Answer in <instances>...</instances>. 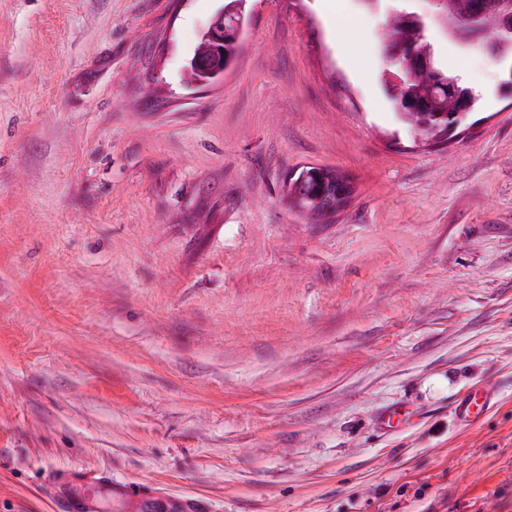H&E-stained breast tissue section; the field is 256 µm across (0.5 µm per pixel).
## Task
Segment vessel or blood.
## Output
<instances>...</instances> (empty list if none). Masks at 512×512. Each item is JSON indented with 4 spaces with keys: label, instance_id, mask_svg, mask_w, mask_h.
Returning a JSON list of instances; mask_svg holds the SVG:
<instances>
[{
    "label": "vessel or blood",
    "instance_id": "b4317fda",
    "mask_svg": "<svg viewBox=\"0 0 512 512\" xmlns=\"http://www.w3.org/2000/svg\"><path fill=\"white\" fill-rule=\"evenodd\" d=\"M493 386L485 385L461 397L453 408L456 420L464 425L478 421L491 407ZM416 414L414 407L398 405L379 413L375 427L392 432ZM54 512H204L202 501L169 494L149 483L113 480L106 470L73 467L47 474Z\"/></svg>",
    "mask_w": 512,
    "mask_h": 512
}]
</instances>
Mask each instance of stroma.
<instances>
[{"instance_id": "35a3bbf8", "label": "stroma", "mask_w": 512, "mask_h": 512, "mask_svg": "<svg viewBox=\"0 0 512 512\" xmlns=\"http://www.w3.org/2000/svg\"><path fill=\"white\" fill-rule=\"evenodd\" d=\"M223 4L0 0V512H51L77 465L208 512H512L497 66L440 40L483 105L425 145L382 82L406 0H249L202 86ZM309 165L353 189L318 223L285 188ZM401 402L419 421L379 434ZM210 33L212 35L210 51L206 54L197 53L193 58V65L201 70H220L224 67L226 57L229 67L237 56L235 57L233 47H224V26L218 29L213 25ZM495 393L493 386L484 385L461 397L453 408L456 420L464 425L478 421L490 409Z\"/></svg>"}]
</instances>
